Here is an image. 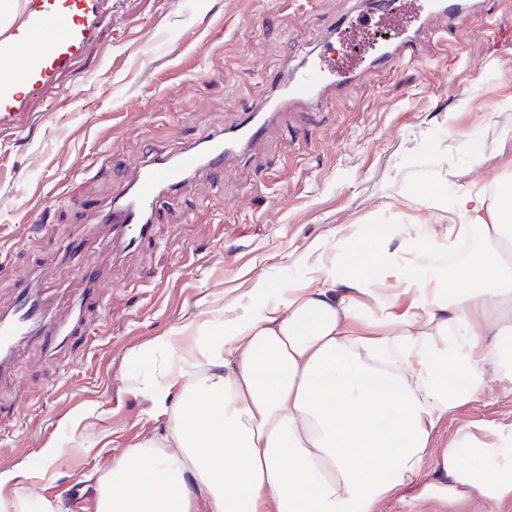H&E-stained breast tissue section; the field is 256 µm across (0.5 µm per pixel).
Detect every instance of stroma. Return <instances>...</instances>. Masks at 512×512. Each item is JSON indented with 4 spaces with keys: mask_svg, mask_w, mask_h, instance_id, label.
I'll list each match as a JSON object with an SVG mask.
<instances>
[{
    "mask_svg": "<svg viewBox=\"0 0 512 512\" xmlns=\"http://www.w3.org/2000/svg\"><path fill=\"white\" fill-rule=\"evenodd\" d=\"M350 0H112V43L94 53L26 134L0 132V309L23 278L52 316L105 280L83 311L89 335L55 357L24 342L0 381V495L24 512H96L112 462L161 440L183 397L179 371L229 321L276 304L312 267L369 265L388 251L422 273L448 252V220L473 186L512 178V47L449 52L439 28L410 59L374 70L346 94L289 119L223 178L199 176L175 197L149 249L112 251L100 210L145 150L168 155L235 124L270 76L326 43ZM121 121H113V112ZM389 234L370 238V227ZM512 424V390L496 383L449 408L418 474L376 512H490L458 503L439 461L465 429ZM65 449L46 465V444Z\"/></svg>",
    "mask_w": 512,
    "mask_h": 512,
    "instance_id": "obj_1",
    "label": "stroma"
}]
</instances>
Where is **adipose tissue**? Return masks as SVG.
I'll list each match as a JSON object with an SVG mask.
<instances>
[{"mask_svg": "<svg viewBox=\"0 0 512 512\" xmlns=\"http://www.w3.org/2000/svg\"><path fill=\"white\" fill-rule=\"evenodd\" d=\"M468 199L455 235L479 231L484 246L460 270L429 279L379 254L406 308L368 269L329 271L225 325L162 443L114 460L102 512H374L419 471L449 408L512 385V183ZM441 469L455 481L440 490L448 501L464 487L512 501V425L463 433Z\"/></svg>", "mask_w": 512, "mask_h": 512, "instance_id": "obj_1", "label": "adipose tissue"}]
</instances>
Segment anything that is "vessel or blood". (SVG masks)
Listing matches in <instances>:
<instances>
[{
	"label": "vessel or blood",
	"mask_w": 512,
	"mask_h": 512,
	"mask_svg": "<svg viewBox=\"0 0 512 512\" xmlns=\"http://www.w3.org/2000/svg\"><path fill=\"white\" fill-rule=\"evenodd\" d=\"M112 0H19V15L0 30V130L28 129L37 104L50 100L63 78L82 58L99 47ZM484 0H383L374 9L375 24L386 38L363 45L371 64L405 60L409 50L430 33L440 17L460 23L478 14ZM22 70V82L13 70ZM366 74L354 56L311 52L298 69L283 75L269 95L258 99L235 126L212 134L198 144L167 156L145 157L130 166L119 196L104 221L112 228V244L135 251L153 238L173 192L198 175H224L240 153L252 149L270 133L275 121L291 108H312L329 96L346 92ZM79 314L50 323L36 292L28 290L13 305L0 310V377L10 370L19 346L38 337L57 351L79 329Z\"/></svg>",
	"instance_id": "1"
}]
</instances>
